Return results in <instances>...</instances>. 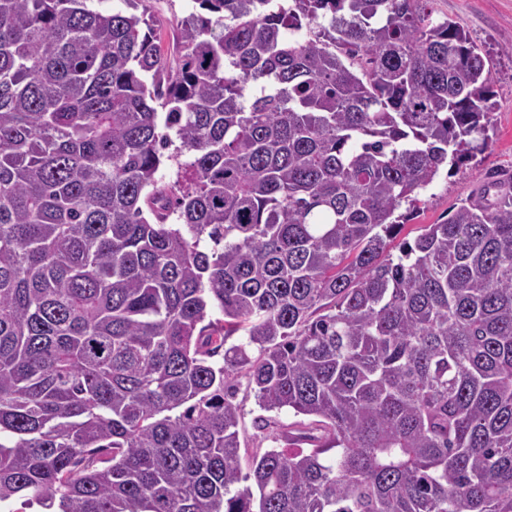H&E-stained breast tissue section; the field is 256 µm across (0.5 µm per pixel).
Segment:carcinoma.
Returning <instances> with one entry per match:
<instances>
[{
  "label": "carcinoma",
  "mask_w": 512,
  "mask_h": 512,
  "mask_svg": "<svg viewBox=\"0 0 512 512\" xmlns=\"http://www.w3.org/2000/svg\"><path fill=\"white\" fill-rule=\"evenodd\" d=\"M86 2L0 0V506L512 512L506 182L390 250L488 147L478 46L428 0H193L169 53ZM241 376L313 418L247 473Z\"/></svg>",
  "instance_id": "obj_1"
}]
</instances>
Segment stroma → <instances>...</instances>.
I'll return each instance as SVG.
<instances>
[{"mask_svg": "<svg viewBox=\"0 0 512 512\" xmlns=\"http://www.w3.org/2000/svg\"><path fill=\"white\" fill-rule=\"evenodd\" d=\"M434 21H455L492 62V86L496 108L492 114L490 147L451 174L439 178L422 192L420 211L407 221L399 241H413L424 225L447 220L465 200L480 195L485 177L495 172L512 176V0H433ZM194 0H140L139 11L152 15L165 42H172L177 24L194 11ZM239 407L241 467L249 469L253 455L273 448L256 427L264 412L253 392L240 386Z\"/></svg>", "mask_w": 512, "mask_h": 512, "instance_id": "35a3bbf8", "label": "stroma"}]
</instances>
